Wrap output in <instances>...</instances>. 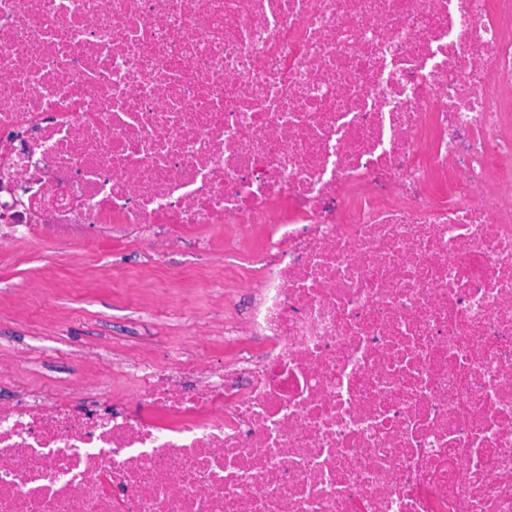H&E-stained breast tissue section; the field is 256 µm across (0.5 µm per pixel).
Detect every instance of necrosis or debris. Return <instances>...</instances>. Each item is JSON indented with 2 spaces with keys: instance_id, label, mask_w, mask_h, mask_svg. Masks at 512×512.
<instances>
[{
  "instance_id": "obj_1",
  "label": "necrosis or debris",
  "mask_w": 512,
  "mask_h": 512,
  "mask_svg": "<svg viewBox=\"0 0 512 512\" xmlns=\"http://www.w3.org/2000/svg\"><path fill=\"white\" fill-rule=\"evenodd\" d=\"M253 234L220 367L0 404V512H512V0H0V242Z\"/></svg>"
}]
</instances>
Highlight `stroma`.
Segmentation results:
<instances>
[{
    "instance_id": "obj_1",
    "label": "stroma",
    "mask_w": 512,
    "mask_h": 512,
    "mask_svg": "<svg viewBox=\"0 0 512 512\" xmlns=\"http://www.w3.org/2000/svg\"><path fill=\"white\" fill-rule=\"evenodd\" d=\"M194 253L187 243L161 254L110 227L0 245V400L60 398L78 368L132 394L134 377L111 370L112 358L167 361L178 349L222 365L232 349L212 313L227 301L243 310L249 282L227 277L223 251L203 268Z\"/></svg>"
}]
</instances>
